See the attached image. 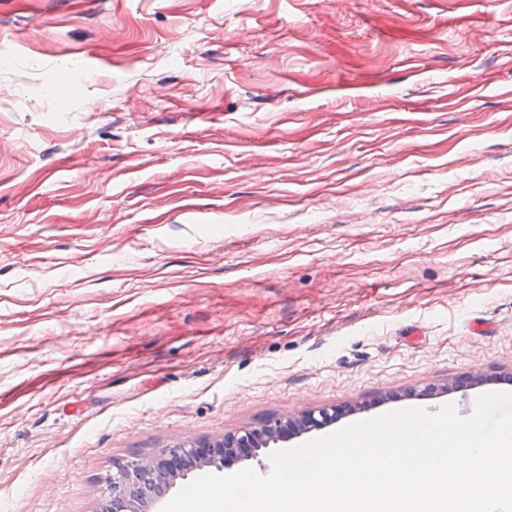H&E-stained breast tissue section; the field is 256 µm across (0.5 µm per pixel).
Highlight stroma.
<instances>
[{"label":"stroma","instance_id":"35a3bbf8","mask_svg":"<svg viewBox=\"0 0 512 512\" xmlns=\"http://www.w3.org/2000/svg\"><path fill=\"white\" fill-rule=\"evenodd\" d=\"M493 392L512 0H0V512H96L113 462L275 417Z\"/></svg>","mask_w":512,"mask_h":512}]
</instances>
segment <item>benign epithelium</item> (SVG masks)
Here are the masks:
<instances>
[{
  "mask_svg": "<svg viewBox=\"0 0 512 512\" xmlns=\"http://www.w3.org/2000/svg\"><path fill=\"white\" fill-rule=\"evenodd\" d=\"M341 413L335 408H321L305 412L296 419H275L262 429L245 428L220 438L201 439L191 444H177L163 449L149 458H132L112 466L107 495L98 512H139L147 501H158L163 486L155 484L150 476L169 475L185 477L187 457L202 461V466L223 470L233 460L235 448L259 451L270 443L285 441L305 432L322 429L334 423Z\"/></svg>",
  "mask_w": 512,
  "mask_h": 512,
  "instance_id": "benign-epithelium-1",
  "label": "benign epithelium"
}]
</instances>
